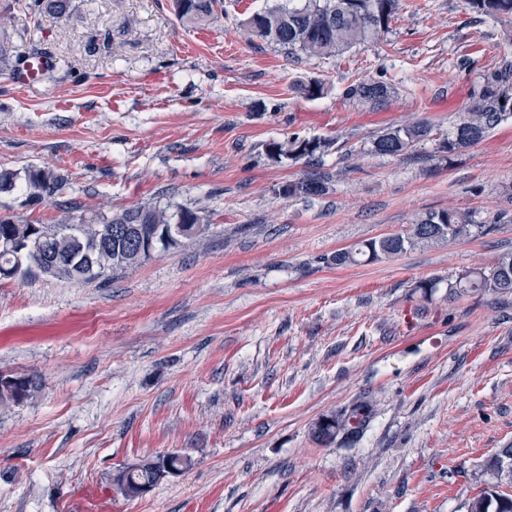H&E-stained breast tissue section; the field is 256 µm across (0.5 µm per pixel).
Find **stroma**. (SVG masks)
Wrapping results in <instances>:
<instances>
[{
  "instance_id": "35a3bbf8",
  "label": "stroma",
  "mask_w": 512,
  "mask_h": 512,
  "mask_svg": "<svg viewBox=\"0 0 512 512\" xmlns=\"http://www.w3.org/2000/svg\"><path fill=\"white\" fill-rule=\"evenodd\" d=\"M275 2L223 0L194 27L172 0L36 14L0 0V167L64 177L50 198L22 183L0 194V215L57 224L171 202L211 226L90 283L0 281V371L40 385L0 409V512H82L89 498L100 512H466L483 461L512 444V293H448L512 251V117L453 154L371 151L420 119L446 134L512 60V24L466 0H400L380 41L292 56L241 34ZM38 49L54 68L15 87ZM309 79L324 91L305 99L292 86ZM370 80L384 101L345 97ZM297 136L333 146L314 165L269 157ZM312 174L324 194L285 193ZM448 209L488 232L326 262ZM363 399L358 441L314 439ZM166 452L191 466L136 499L114 491L119 466Z\"/></svg>"
}]
</instances>
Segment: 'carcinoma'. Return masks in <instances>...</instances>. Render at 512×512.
I'll return each mask as SVG.
<instances>
[{"instance_id":"cac0c4a2","label":"carcinoma","mask_w":512,"mask_h":512,"mask_svg":"<svg viewBox=\"0 0 512 512\" xmlns=\"http://www.w3.org/2000/svg\"><path fill=\"white\" fill-rule=\"evenodd\" d=\"M471 11L495 20H512V0H467ZM222 6V0H174L178 18L193 25L207 22ZM400 8V0H288L248 17L242 34L250 39L263 38L288 51L308 56H326L356 44L377 41L388 30ZM324 86L317 80L299 82L295 92L310 99L322 94ZM388 86L381 81H361L350 85L345 96L364 101H380L387 97ZM512 117V65H504L485 75L475 100L451 126L440 148L454 153L482 141L503 120ZM434 136L433 125L420 120L386 130L373 142L371 151L383 155H400ZM331 142L322 138L294 137L286 144L272 143L269 154L286 155L293 160L313 161L329 151ZM39 194H55L63 177L48 167L29 166L22 171L0 168V193L16 189L17 183ZM325 187L315 176L289 184L288 195L318 196ZM203 211L180 206L172 214L152 205L124 208L110 216L92 214L78 224H23L13 216H0V269L16 264L14 252L6 245L10 239L31 242L25 272L39 263L38 256L59 258L56 270L49 277L72 284L99 278L106 272L131 268L151 258L132 253L125 238L108 234L114 224L141 229L145 238L153 240L155 250L167 251L182 239L203 235L207 229ZM486 231L484 224H472L464 213L453 210L429 212L418 217L404 234L394 233L367 240L350 249L339 250L326 258L336 266L376 262L403 252L419 243L456 241ZM449 294L512 292V253L501 255L490 266L468 271L448 284ZM372 415L371 405L360 401L318 422L315 439L329 443L342 437L347 441L359 438ZM512 454V445L487 457L483 463L484 487L468 502V512H512V466L503 457ZM142 470L127 473L118 470L115 482L124 479L143 482L150 479L152 458L142 459Z\"/></svg>"}]
</instances>
